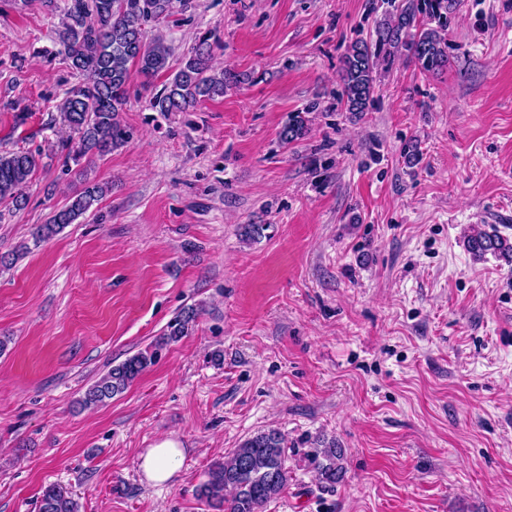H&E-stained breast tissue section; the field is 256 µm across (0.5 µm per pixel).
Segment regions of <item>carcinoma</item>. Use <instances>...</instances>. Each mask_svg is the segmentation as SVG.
<instances>
[{"instance_id": "1", "label": "carcinoma", "mask_w": 512, "mask_h": 512, "mask_svg": "<svg viewBox=\"0 0 512 512\" xmlns=\"http://www.w3.org/2000/svg\"><path fill=\"white\" fill-rule=\"evenodd\" d=\"M458 0H402L377 22L375 39L352 42L340 60L339 101L345 111L361 115L369 110L380 71L402 56L420 71L437 74L448 69V29ZM173 0H64L56 42L63 47L71 69L84 76L78 87L66 92L58 104L63 122L74 134L75 145L66 159L79 162L121 145L126 131L119 119L127 86L136 74L146 86L169 69L172 49L163 35L148 37L146 26L168 17ZM204 35L162 88L151 98L159 112H188L200 102L224 96L237 83L228 70L213 72L214 44ZM317 104L293 112L282 126L280 138L290 144L307 136L309 114ZM43 154L28 149L0 151V202L20 209L26 190ZM103 189L85 184L71 204L56 211L32 233L33 246L75 223L99 200ZM476 257L488 253L512 264V240L474 229L466 238ZM196 313L188 309L171 321L157 340L160 347L180 340L191 330ZM157 353L140 352L113 366L86 392L82 404L91 407L123 393L150 365ZM311 460L323 488H332L345 475L343 449L322 443ZM288 483L284 438L277 431L260 432L245 440L230 456L214 463L197 490L199 499L224 512H263ZM39 512H79L72 492L50 485L42 493Z\"/></svg>"}]
</instances>
